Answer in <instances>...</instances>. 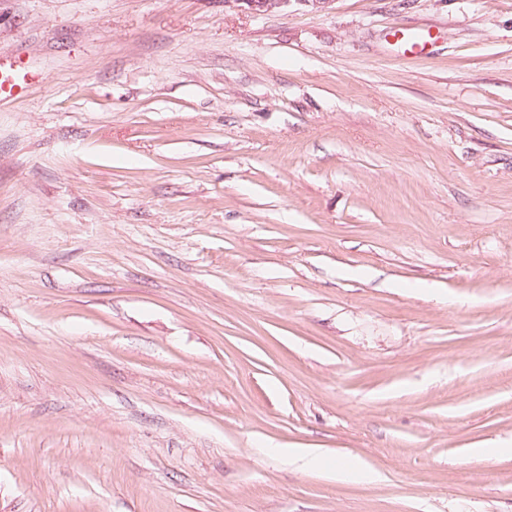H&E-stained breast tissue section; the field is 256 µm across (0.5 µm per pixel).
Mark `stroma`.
Instances as JSON below:
<instances>
[{"mask_svg":"<svg viewBox=\"0 0 512 512\" xmlns=\"http://www.w3.org/2000/svg\"><path fill=\"white\" fill-rule=\"evenodd\" d=\"M0 64V512H512V0H0ZM245 3L250 9L260 13H272L288 7L291 2L311 6L313 8H324L331 0H238ZM28 73L20 69L5 71L0 69V98L13 96L16 89H22L29 80ZM274 452L302 471L315 469L322 460L317 448H274Z\"/></svg>","mask_w":512,"mask_h":512,"instance_id":"1","label":"stroma"}]
</instances>
